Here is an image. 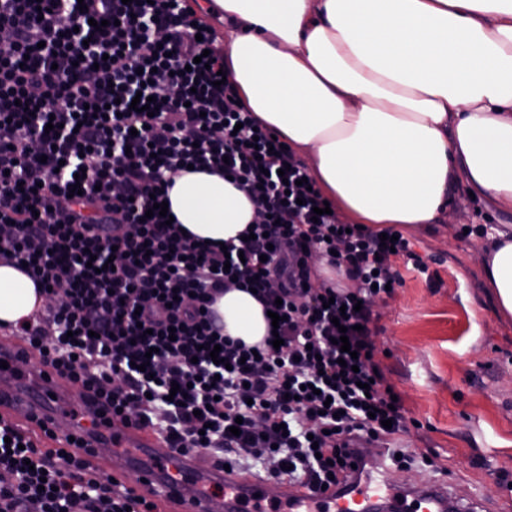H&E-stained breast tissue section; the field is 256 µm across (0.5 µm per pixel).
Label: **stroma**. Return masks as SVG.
<instances>
[{
    "mask_svg": "<svg viewBox=\"0 0 512 512\" xmlns=\"http://www.w3.org/2000/svg\"><path fill=\"white\" fill-rule=\"evenodd\" d=\"M476 223L512 224V211L461 188L452 222L408 232L415 257L398 260L401 284L374 307L376 361L419 423L407 445L436 454L443 467L397 469L395 480L417 486L439 476L480 512H512V317L497 314L484 286L483 234H461Z\"/></svg>",
    "mask_w": 512,
    "mask_h": 512,
    "instance_id": "1",
    "label": "stroma"
}]
</instances>
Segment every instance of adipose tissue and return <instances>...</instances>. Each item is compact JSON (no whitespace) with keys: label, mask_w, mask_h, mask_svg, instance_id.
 <instances>
[{"label":"adipose tissue","mask_w":512,"mask_h":512,"mask_svg":"<svg viewBox=\"0 0 512 512\" xmlns=\"http://www.w3.org/2000/svg\"><path fill=\"white\" fill-rule=\"evenodd\" d=\"M224 72L242 104L308 164L355 224L407 231L450 214V192L512 210V0H214ZM193 238L224 242L256 218L245 193L205 172L168 191ZM483 276L512 316V225L481 248ZM45 303L33 279L0 263V327ZM225 335L262 343V305L234 288L214 306Z\"/></svg>","instance_id":"obj_1"}]
</instances>
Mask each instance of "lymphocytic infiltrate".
Wrapping results in <instances>:
<instances>
[{"mask_svg":"<svg viewBox=\"0 0 512 512\" xmlns=\"http://www.w3.org/2000/svg\"><path fill=\"white\" fill-rule=\"evenodd\" d=\"M223 67L190 0H0V261L48 291L15 335L100 404L103 426H147L275 481L340 484L359 440L410 432L378 371L373 306L413 252L323 213L302 160L218 84ZM139 93L155 114L131 109ZM190 167L233 177L253 239L198 245L152 214ZM323 262L346 285L322 280ZM236 286L280 316L281 346L225 335L213 305ZM96 456L40 447L1 417L0 512H152Z\"/></svg>","mask_w":512,"mask_h":512,"instance_id":"lymphocytic-infiltrate-1","label":"lymphocytic infiltrate"}]
</instances>
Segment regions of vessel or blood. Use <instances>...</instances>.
I'll list each match as a JSON object with an SVG mask.
<instances>
[{
	"label": "vessel or blood",
	"mask_w": 512,
	"mask_h": 512,
	"mask_svg": "<svg viewBox=\"0 0 512 512\" xmlns=\"http://www.w3.org/2000/svg\"><path fill=\"white\" fill-rule=\"evenodd\" d=\"M0 408L11 410L23 429H49L62 442L74 437L96 447L110 435L113 476H135L136 489L164 512H471L455 506L447 482L434 480L419 490L394 484L381 456L351 455L349 480L327 490L199 466L194 450L170 447L151 429L118 419L108 428L94 424L79 388L51 371L29 379L1 370ZM186 482L196 486V496H183Z\"/></svg>",
	"instance_id": "obj_1"
}]
</instances>
